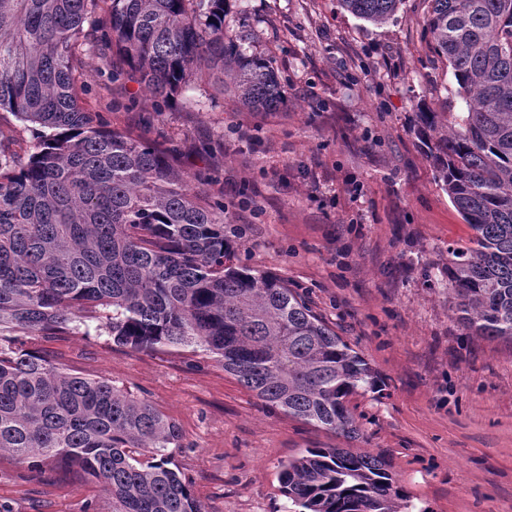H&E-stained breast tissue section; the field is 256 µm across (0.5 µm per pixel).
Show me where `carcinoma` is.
I'll use <instances>...</instances> for the list:
<instances>
[{"instance_id":"cac0c4a2","label":"carcinoma","mask_w":512,"mask_h":512,"mask_svg":"<svg viewBox=\"0 0 512 512\" xmlns=\"http://www.w3.org/2000/svg\"><path fill=\"white\" fill-rule=\"evenodd\" d=\"M340 2L382 24L401 0ZM430 2L426 31L467 112H418L413 133L473 231L439 272L465 330L512 339V0ZM97 41L156 108L226 76L249 111L283 103L272 64L224 40V0H0V112L34 140L27 152L0 140V450L34 470L48 458L79 470L112 512H203L166 453L175 423L16 337L103 312L115 344L198 348L267 405L349 440L359 428L348 399L377 376L300 294L234 264L224 199L205 181L192 185L171 151L84 106ZM279 479L292 512L410 508L389 461L368 452L308 448Z\"/></svg>"}]
</instances>
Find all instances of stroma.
Returning <instances> with one entry per match:
<instances>
[{"label":"stroma","mask_w":512,"mask_h":512,"mask_svg":"<svg viewBox=\"0 0 512 512\" xmlns=\"http://www.w3.org/2000/svg\"><path fill=\"white\" fill-rule=\"evenodd\" d=\"M429 0H402L375 25L339 0H226L224 30L269 59L286 102L239 110L216 86L183 89L162 111L135 75L112 81L85 61L87 108L177 149L189 175L216 174L240 264L302 295L379 379L348 407L360 437L271 408L203 352L135 351L72 319L17 344L71 374L148 400L181 432L173 466L205 512H288L278 475L308 448L386 457L411 504L429 512H512V343L465 335L438 263L472 231L418 147L420 107L466 104L424 21ZM0 503L12 512H111L76 470L34 471L0 451Z\"/></svg>","instance_id":"stroma-1"}]
</instances>
